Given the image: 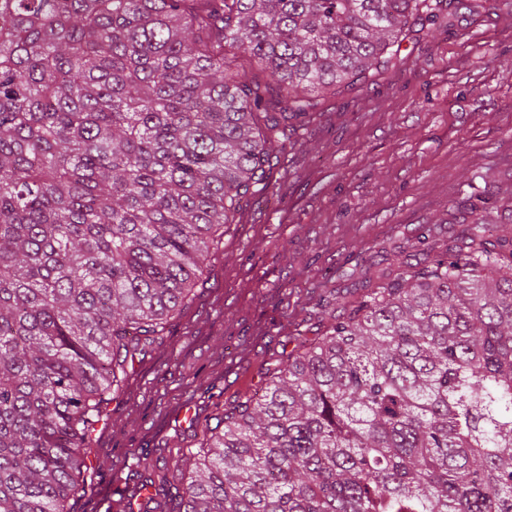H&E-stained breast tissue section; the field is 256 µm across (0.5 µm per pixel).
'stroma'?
<instances>
[{"instance_id": "35a3bbf8", "label": "stroma", "mask_w": 512, "mask_h": 512, "mask_svg": "<svg viewBox=\"0 0 512 512\" xmlns=\"http://www.w3.org/2000/svg\"><path fill=\"white\" fill-rule=\"evenodd\" d=\"M430 2L396 65L311 90L314 112L289 121L276 193L243 199L191 299L108 395L71 512H127L148 482L162 489L149 512H177L168 467L266 386L297 337L325 334L413 262L425 228L452 243L477 205L512 236V7Z\"/></svg>"}]
</instances>
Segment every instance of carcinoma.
Listing matches in <instances>:
<instances>
[{"label":"carcinoma","instance_id":"carcinoma-1","mask_svg":"<svg viewBox=\"0 0 512 512\" xmlns=\"http://www.w3.org/2000/svg\"><path fill=\"white\" fill-rule=\"evenodd\" d=\"M425 0H0V512H70L137 336L192 296L285 124ZM279 89L224 71V42ZM367 290L224 414L179 512H512V237Z\"/></svg>","mask_w":512,"mask_h":512}]
</instances>
